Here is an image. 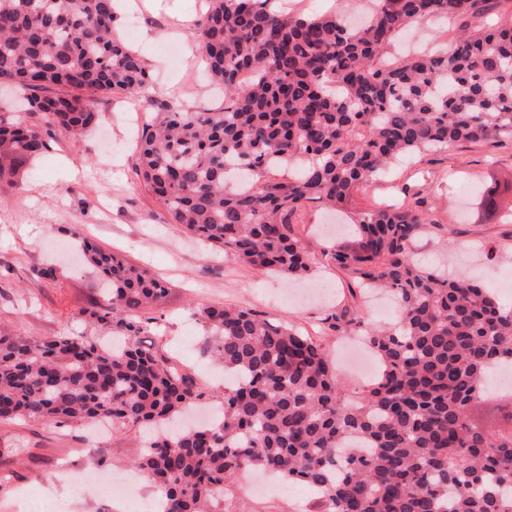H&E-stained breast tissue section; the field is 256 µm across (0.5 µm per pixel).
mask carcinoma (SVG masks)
Returning a JSON list of instances; mask_svg holds the SVG:
<instances>
[{"label":"carcinoma","mask_w":512,"mask_h":512,"mask_svg":"<svg viewBox=\"0 0 512 512\" xmlns=\"http://www.w3.org/2000/svg\"><path fill=\"white\" fill-rule=\"evenodd\" d=\"M116 2L0 0V83L30 91V120L0 113V157L10 158L0 182L19 177L55 131L91 126L95 96L147 87L143 60L115 32ZM275 2L208 0L191 36L224 108L156 113L141 134L140 185L213 250L294 280L314 264L292 227L309 203L343 209L402 157L512 138V20L486 25V0H367L351 30L340 11L290 16ZM438 19L469 23L430 53L384 65L405 29ZM351 223L355 244L324 256L398 303L386 326L347 310L331 323L360 330L383 367L363 390L339 383L313 337L250 309L204 306L201 350L236 383L217 423L164 431L207 396L141 340L135 313L166 288L85 239V262L107 288L81 315L109 340L0 336V421L155 425L134 467L163 490V512H218L250 469L311 488L326 512H512V395L500 428L470 417L488 371L512 366V307L416 257L426 214L376 208Z\"/></svg>","instance_id":"obj_1"}]
</instances>
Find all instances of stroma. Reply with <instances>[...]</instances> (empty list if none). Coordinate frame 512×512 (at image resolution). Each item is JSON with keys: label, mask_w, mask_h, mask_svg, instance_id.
<instances>
[{"label": "stroma", "mask_w": 512, "mask_h": 512, "mask_svg": "<svg viewBox=\"0 0 512 512\" xmlns=\"http://www.w3.org/2000/svg\"><path fill=\"white\" fill-rule=\"evenodd\" d=\"M205 0H122L117 31L139 52L152 81L143 94L96 96L94 125L79 139L56 132L50 148L27 165L14 184L0 185V336L18 334L46 339L83 331L81 309L99 299V284L81 258L80 237L124 255L164 282L167 294L146 312L144 337L157 341L201 386L220 390L224 372L199 350L203 326L196 312L213 304L254 310L292 324L314 336L331 354L340 382L362 390L365 379L343 364L349 339L336 336L325 319L342 308L365 322L389 320L374 297L352 295L348 275L322 255L350 242V234L322 232L334 223L320 206L305 208L294 229L316 264L300 286L322 285L323 300H297L298 284L211 251L168 221L137 175L138 131L167 103L186 112H211L224 105L206 71L197 68L201 52L189 40L184 17L198 19ZM496 167L500 182L512 180V140L465 142L417 154L394 164L354 200L357 210L388 205L413 208L434 221L415 244L432 265L448 264L469 273L467 248L484 244L498 259L485 282L512 304V223L503 224L479 207L482 176ZM54 266L52 280L36 277V266ZM151 431L147 427L95 433L84 422L64 426L44 419L0 422V512H25L32 491L63 502L67 512H138L148 503L153 484L133 470ZM102 458L100 475L131 479L127 488L100 494L90 485L75 486V474ZM224 512H323L312 491L277 483L249 489L239 479L224 499Z\"/></svg>", "instance_id": "1"}]
</instances>
